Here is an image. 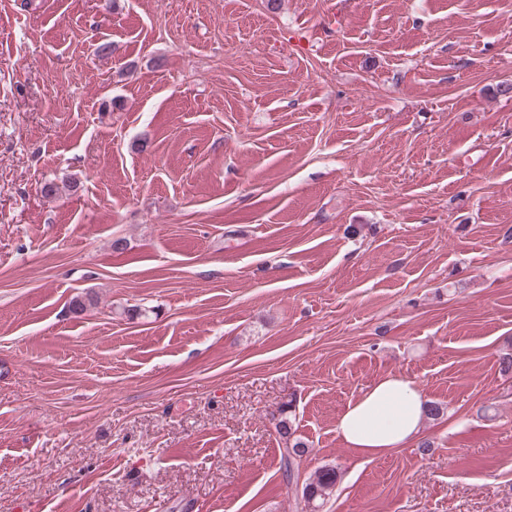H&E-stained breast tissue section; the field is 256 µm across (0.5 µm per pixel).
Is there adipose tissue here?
Listing matches in <instances>:
<instances>
[{
    "mask_svg": "<svg viewBox=\"0 0 512 512\" xmlns=\"http://www.w3.org/2000/svg\"><path fill=\"white\" fill-rule=\"evenodd\" d=\"M427 410L428 399L417 382L388 375L347 404L336 433L370 461L415 443Z\"/></svg>",
    "mask_w": 512,
    "mask_h": 512,
    "instance_id": "obj_1",
    "label": "adipose tissue"
}]
</instances>
